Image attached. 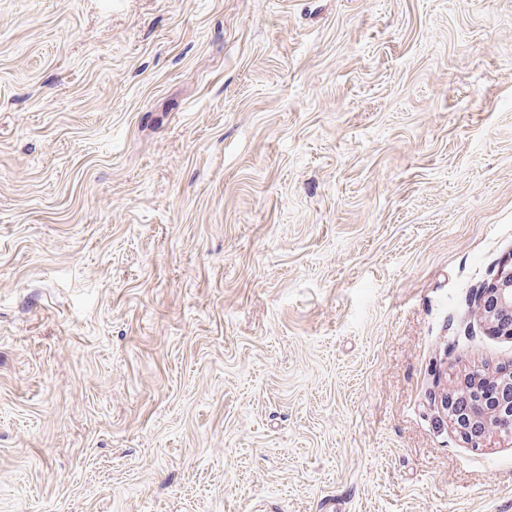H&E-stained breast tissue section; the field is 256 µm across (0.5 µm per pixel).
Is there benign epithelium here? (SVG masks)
Here are the masks:
<instances>
[{
	"label": "benign epithelium",
	"instance_id": "obj_1",
	"mask_svg": "<svg viewBox=\"0 0 512 512\" xmlns=\"http://www.w3.org/2000/svg\"><path fill=\"white\" fill-rule=\"evenodd\" d=\"M479 309L497 336H512V266H503L479 298ZM444 392L441 406L455 430L473 448L485 447L492 434L512 437V369L498 377L466 376L455 391Z\"/></svg>",
	"mask_w": 512,
	"mask_h": 512
}]
</instances>
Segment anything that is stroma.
I'll return each instance as SVG.
<instances>
[{"label":"stroma","instance_id":"1","mask_svg":"<svg viewBox=\"0 0 512 512\" xmlns=\"http://www.w3.org/2000/svg\"><path fill=\"white\" fill-rule=\"evenodd\" d=\"M512 0H0V512H512ZM479 309L497 336H512V266L504 265L479 298ZM508 374L492 378L479 374L467 375L455 391L456 404H451V395L443 392L441 406L450 418L455 430L473 448L485 447L492 434L512 437V369ZM500 380L499 391H483L484 382ZM476 405L479 409H472Z\"/></svg>","mask_w":512,"mask_h":512}]
</instances>
